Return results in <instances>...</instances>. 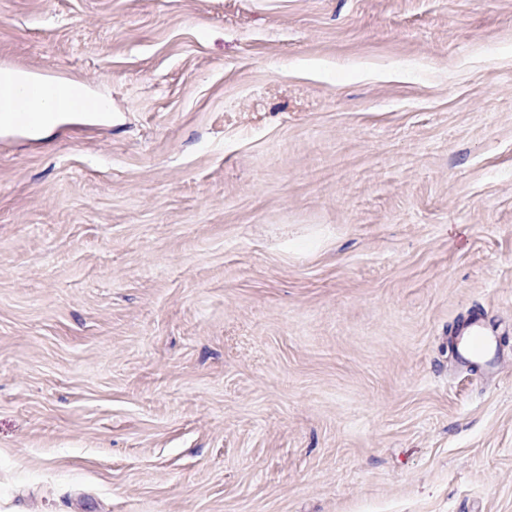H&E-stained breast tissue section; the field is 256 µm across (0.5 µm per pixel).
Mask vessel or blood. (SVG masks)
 <instances>
[{
	"instance_id": "b4317fda",
	"label": "vessel or blood",
	"mask_w": 512,
	"mask_h": 512,
	"mask_svg": "<svg viewBox=\"0 0 512 512\" xmlns=\"http://www.w3.org/2000/svg\"><path fill=\"white\" fill-rule=\"evenodd\" d=\"M64 112H96L101 108L98 98L77 90L73 85L43 76L19 77L8 71H0V116L19 129L37 126L42 115L35 109L36 104ZM464 338L462 349L467 357H484L491 342L482 329L480 319L474 318L458 329Z\"/></svg>"
}]
</instances>
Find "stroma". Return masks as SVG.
<instances>
[{
	"label": "stroma",
	"instance_id": "1",
	"mask_svg": "<svg viewBox=\"0 0 512 512\" xmlns=\"http://www.w3.org/2000/svg\"><path fill=\"white\" fill-rule=\"evenodd\" d=\"M5 66L108 116L0 128V512H512V0H0ZM460 336H465L462 349L464 354L473 359L484 357L491 347V342L482 329L479 318H473L462 324L458 329Z\"/></svg>",
	"mask_w": 512,
	"mask_h": 512
}]
</instances>
